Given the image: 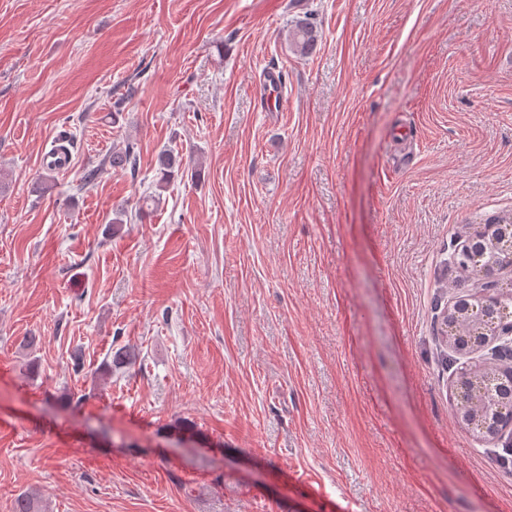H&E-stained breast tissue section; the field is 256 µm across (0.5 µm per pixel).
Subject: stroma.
<instances>
[{
    "instance_id": "1",
    "label": "stroma",
    "mask_w": 512,
    "mask_h": 512,
    "mask_svg": "<svg viewBox=\"0 0 512 512\" xmlns=\"http://www.w3.org/2000/svg\"><path fill=\"white\" fill-rule=\"evenodd\" d=\"M0 173V512H512L441 335L512 221V0H0ZM288 30V48L301 56L310 55L316 48L318 31L308 17L296 18ZM158 170L160 174V184L167 183V181L177 175L179 172H184L185 164L183 163V155L174 150H163L157 155Z\"/></svg>"
}]
</instances>
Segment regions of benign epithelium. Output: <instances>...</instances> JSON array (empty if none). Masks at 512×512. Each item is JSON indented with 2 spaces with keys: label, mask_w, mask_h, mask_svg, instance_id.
<instances>
[{
  "label": "benign epithelium",
  "mask_w": 512,
  "mask_h": 512,
  "mask_svg": "<svg viewBox=\"0 0 512 512\" xmlns=\"http://www.w3.org/2000/svg\"><path fill=\"white\" fill-rule=\"evenodd\" d=\"M458 254L463 270L474 271L480 259H497L498 273L512 274V224H480L464 240ZM491 280L469 296H459L448 307L441 323V335L461 353L484 348L500 336H512V295L499 293ZM505 391L502 378L476 366L461 372L453 388V405L463 426L483 432L488 425L512 429V414L499 406Z\"/></svg>",
  "instance_id": "obj_1"
}]
</instances>
